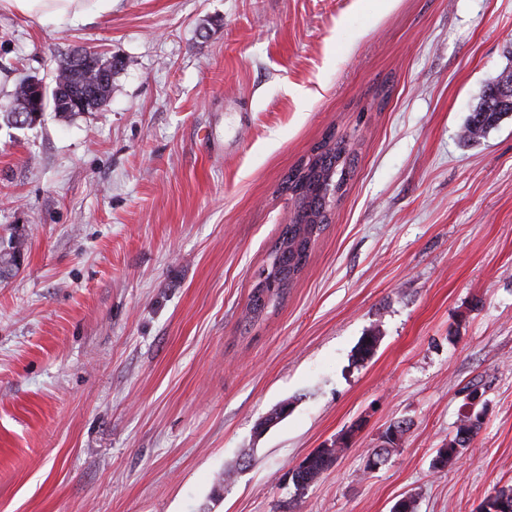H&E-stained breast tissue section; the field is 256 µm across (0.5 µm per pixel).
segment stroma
Wrapping results in <instances>:
<instances>
[{"instance_id":"1","label":"stroma","mask_w":512,"mask_h":512,"mask_svg":"<svg viewBox=\"0 0 512 512\" xmlns=\"http://www.w3.org/2000/svg\"><path fill=\"white\" fill-rule=\"evenodd\" d=\"M77 48L125 63L104 107L0 120V236L26 240L0 283V512H477L512 485V118L461 137L512 67V0L1 9L0 106ZM329 133L356 171L247 320L286 177ZM474 389L478 434L434 468ZM358 421L296 492L292 468ZM346 438L345 433L343 436L336 441V444L331 446V448H319L315 452L324 453L327 451H332L333 455L338 458V456L347 449V442L351 440ZM336 450V453H335ZM336 458L332 456H317L314 457L304 473L298 474V479L302 481V487L305 489L311 483L316 481L324 472L328 471L336 462Z\"/></svg>"}]
</instances>
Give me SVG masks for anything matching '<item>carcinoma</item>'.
<instances>
[{"label":"carcinoma","mask_w":512,"mask_h":512,"mask_svg":"<svg viewBox=\"0 0 512 512\" xmlns=\"http://www.w3.org/2000/svg\"><path fill=\"white\" fill-rule=\"evenodd\" d=\"M124 66L106 55L89 54L81 59H68L56 68L54 87H63L62 96L48 92L47 87L37 92L15 87L12 102L34 98L33 107L44 111L52 107L61 117L72 118L92 112L103 106L112 93L115 76ZM89 95L82 109L67 101L75 95ZM512 116V71H502L485 87L480 103L467 117L465 138L477 141L504 118ZM356 155L351 143L343 135L329 136L316 148L307 162L288 175L287 189L294 202L290 223L284 225L272 246L271 263L277 265L280 279L276 287L255 285L250 295L248 311L252 320L259 319L270 302L282 295L306 267L312 246L323 227L328 224L330 212L340 191L350 180ZM466 428L457 426L456 435L448 445L437 451L433 466L441 468L453 463L461 451L469 447L471 439L461 437ZM336 462L332 456H317L307 470L298 474L302 487H307L328 471Z\"/></svg>","instance_id":"obj_1"}]
</instances>
